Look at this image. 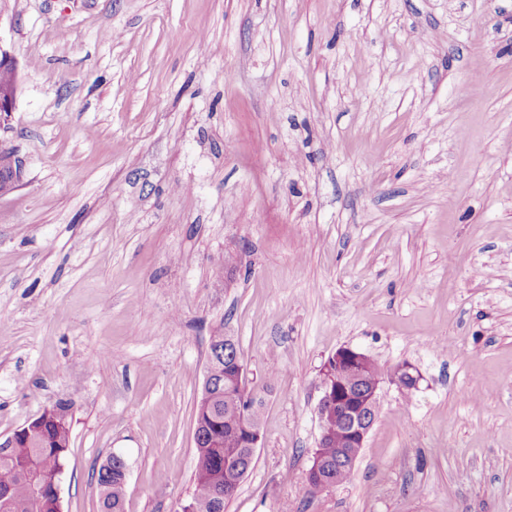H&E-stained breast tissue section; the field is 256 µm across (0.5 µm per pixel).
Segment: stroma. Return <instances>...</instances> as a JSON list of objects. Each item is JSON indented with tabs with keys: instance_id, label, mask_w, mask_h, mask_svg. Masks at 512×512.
<instances>
[{
	"instance_id": "obj_1",
	"label": "stroma",
	"mask_w": 512,
	"mask_h": 512,
	"mask_svg": "<svg viewBox=\"0 0 512 512\" xmlns=\"http://www.w3.org/2000/svg\"><path fill=\"white\" fill-rule=\"evenodd\" d=\"M0 48V440L68 405L62 512L114 453L180 512L219 330L262 412L225 512H512V0H0ZM342 347L420 381L311 493ZM6 76L0 81V125L5 117L11 116L15 109V102L18 91V69L17 64L7 51L0 48V74ZM23 180L21 165L16 160L10 148L4 146L0 141V196L14 192Z\"/></svg>"
}]
</instances>
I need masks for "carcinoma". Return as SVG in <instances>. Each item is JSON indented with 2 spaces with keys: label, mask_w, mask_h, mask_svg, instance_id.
Segmentation results:
<instances>
[{
  "label": "carcinoma",
  "mask_w": 512,
  "mask_h": 512,
  "mask_svg": "<svg viewBox=\"0 0 512 512\" xmlns=\"http://www.w3.org/2000/svg\"><path fill=\"white\" fill-rule=\"evenodd\" d=\"M234 375L232 367L219 360L218 376L209 401L196 405V421L206 425L201 446L196 448L197 459L194 473L193 498L204 506L206 512H224L228 502L238 491L232 478L238 467L245 464L248 449L240 447L233 427L234 420L247 410L249 418L260 424L259 404L253 398L231 403L224 398V387ZM378 375L372 365L355 376L347 374L344 380L353 388H365L368 380ZM333 440L327 448L317 450L323 461L321 474L336 481L347 477L348 453L351 449L336 434V421H331ZM70 442V427L53 420L44 422L39 431L20 436L18 447L10 453L0 452V512H44L37 490L41 483L53 477L67 461L68 452L62 445ZM97 484L102 495L103 512H123L126 480L112 469L99 467Z\"/></svg>",
  "instance_id": "obj_1"
}]
</instances>
